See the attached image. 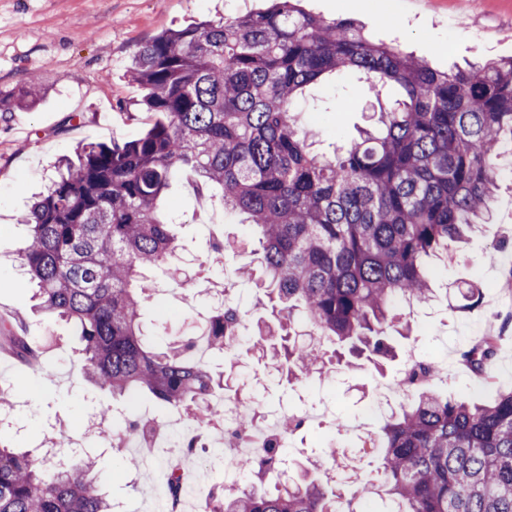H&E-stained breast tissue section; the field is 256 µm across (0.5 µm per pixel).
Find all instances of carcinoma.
Returning a JSON list of instances; mask_svg holds the SVG:
<instances>
[{
  "label": "carcinoma",
  "instance_id": "1",
  "mask_svg": "<svg viewBox=\"0 0 512 512\" xmlns=\"http://www.w3.org/2000/svg\"><path fill=\"white\" fill-rule=\"evenodd\" d=\"M155 120L131 142L91 143L57 167L22 222L20 252L40 307L79 336V372L132 403L150 396L214 423L222 373L195 353L199 340L233 353L245 323L231 300L214 303L202 336L155 348L140 322L158 287L140 270L177 250L165 195L181 171L220 193L227 213L257 229L270 313L252 349L290 380L328 374L347 351L395 358L408 326L399 305L428 303V259L460 242L495 202L499 159L512 142V58L438 71L377 44L350 20H326L281 0L264 12L163 32L133 57ZM371 79L400 93L378 103V126L327 156L314 153L297 101L324 78ZM39 77L7 93L0 112L31 110ZM498 337L463 362L491 378ZM410 400L371 437L375 483L343 488L306 469L267 478L262 457L242 459L252 481L213 483L208 512H365L371 494L391 512H512V390L482 403L441 395L428 368ZM87 464L54 463L0 444V512H112Z\"/></svg>",
  "mask_w": 512,
  "mask_h": 512
}]
</instances>
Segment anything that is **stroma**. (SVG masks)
Wrapping results in <instances>:
<instances>
[{"label": "stroma", "instance_id": "35a3bbf8", "mask_svg": "<svg viewBox=\"0 0 512 512\" xmlns=\"http://www.w3.org/2000/svg\"><path fill=\"white\" fill-rule=\"evenodd\" d=\"M268 6V0H0V91L20 85L34 70L45 87L35 109L0 112V322L40 347L36 366L0 353V386L11 391L14 404L8 442L32 450L61 432L85 438L90 414L112 407L113 419L100 425L95 439L98 476L105 494L123 512H149L160 451L117 446L124 430L118 419L127 408L80 378L78 339L72 328L35 309L17 262L27 236L19 219L31 195L48 185L59 159L76 157L88 143L131 141L143 135L149 122L139 104L143 91L128 70L145 42L191 23L232 19ZM301 6L329 20H353L370 40L412 53L440 71L512 56V0H302ZM365 94L363 83L332 76L307 91L300 105L304 123L316 135L317 151L328 153L357 138L366 125ZM500 169L491 218L466 244L449 245L436 261V296L430 304L412 309V333L395 338L398 356L382 369L368 364L341 368L326 381L290 385L271 377L270 365L251 353L248 336L240 340L235 364L215 359L231 386L262 381L265 406L294 413L331 406L325 426L290 440V471L308 460L326 458L333 447L352 451L358 434L335 432L342 420H358L367 434L380 432L386 417L368 407L377 381L396 377L406 351L447 362L448 377L440 391L489 402L512 388V326L499 332L492 380L475 376L461 360L462 352L495 324L496 314L512 312V295L502 288L512 245L496 246L499 239L512 237V154L501 159ZM165 205L179 216L180 251L174 263L147 270L146 276L166 283L179 265L192 275L195 287L171 292L160 311L146 310L143 323L157 346L165 347L170 336L202 319L209 289L230 287L249 320H256L261 311L255 297L264 271L253 252L249 227L239 216L225 213L219 199L198 197L183 177L173 182ZM214 224L245 242L228 261H219L209 249ZM229 267L246 268L251 276L228 279ZM461 281L476 282L482 289L478 302L466 309L455 289Z\"/></svg>", "mask_w": 512, "mask_h": 512}]
</instances>
